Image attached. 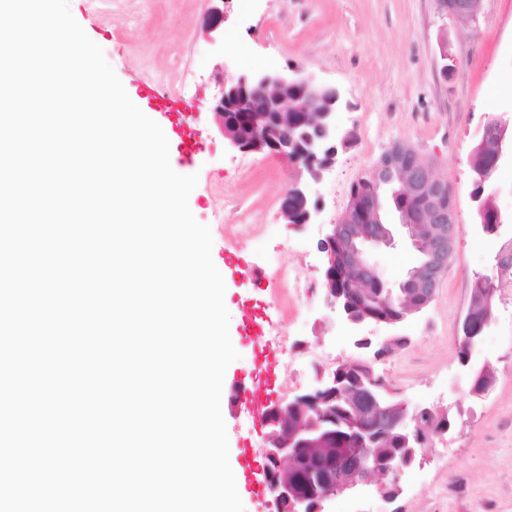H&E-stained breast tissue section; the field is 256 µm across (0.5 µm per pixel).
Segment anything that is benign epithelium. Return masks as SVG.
<instances>
[{
    "label": "benign epithelium",
    "mask_w": 512,
    "mask_h": 512,
    "mask_svg": "<svg viewBox=\"0 0 512 512\" xmlns=\"http://www.w3.org/2000/svg\"><path fill=\"white\" fill-rule=\"evenodd\" d=\"M213 23L209 44L221 58L216 64L220 75L219 93L211 112L224 137L242 152L268 151L300 165L314 179L336 161V125L334 115L339 95L335 87L301 76L293 67L279 71L256 70L234 76L225 71L224 30L231 0H210ZM444 16L471 23L476 20L479 0H437ZM297 112H315L316 119L296 123L288 118L274 119L288 111V99ZM509 121L489 120L483 130V143L494 149V161L512 152L508 136ZM370 188L353 194L337 223L330 225L326 238L319 242L324 254L322 286L328 296L344 295L336 290V272L349 271L347 293L361 304L381 289L376 266L369 250L395 244L392 225L382 220L384 200L380 189L399 181L400 192L412 205L399 209L402 234L420 253L419 263L401 284L407 312L427 308L434 300L442 273L456 249L458 227L455 221L453 192L448 181L438 176L410 147L395 143L381 156L371 176ZM316 205L297 187L291 186L281 201V211L290 224H308ZM493 291L474 292L470 307L459 324L460 341L466 342L484 331L492 319ZM381 384L371 380L358 383L349 395L355 416L344 436L323 431L318 421L288 428V411L305 403L316 404L336 393V378L319 374L314 387L292 399L273 401L266 411L267 461L264 478L274 497L276 512H327L336 496L356 489L372 491L386 504L402 493L400 478L390 465H382L367 451L368 442L379 432L399 427L419 435L424 445L435 435L436 414L422 409L412 415L403 402L388 404L379 394ZM318 462L304 468L308 458Z\"/></svg>",
    "instance_id": "1"
}]
</instances>
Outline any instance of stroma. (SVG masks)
Returning <instances> with one entry per match:
<instances>
[{
	"mask_svg": "<svg viewBox=\"0 0 512 512\" xmlns=\"http://www.w3.org/2000/svg\"><path fill=\"white\" fill-rule=\"evenodd\" d=\"M69 7L124 88L136 80L156 84L187 102L204 124L208 140L193 167L198 184L189 207L211 229L218 270L226 268L223 255H232L268 284L260 293L226 284L239 353L227 375L254 366L256 349L240 334L239 310L243 300L255 299L271 318L268 337L289 336L279 357L280 397L307 393L319 361L367 360L410 407L452 420L407 470L395 512H512V287L499 288L483 332L479 360L495 376L487 395L469 394L457 360L458 326L473 284L491 274L496 254L512 242V159L501 160L488 186L503 217L490 238L481 229L470 168L485 124L512 121V0H481L468 25L441 15L436 0H251L246 11L232 5L224 34L236 44L225 47L224 60L233 74L292 66L340 93L336 137L350 133L354 141L339 149L318 182L282 156L239 151L214 123L218 83L207 43L208 0H107L96 10L90 0H69ZM448 60L454 67L447 72ZM395 143L415 149L450 183L457 245L429 307L396 326L369 323L355 332L321 284L318 244L344 211L351 184L372 176ZM292 184L319 206L311 223L297 226L282 216L280 199ZM418 259L402 241L371 255L393 289ZM296 267L310 284L308 294L288 278ZM358 335L372 345L391 336L405 343L378 358L372 345L356 346ZM224 420L230 450L245 441L264 448L266 434L254 431L246 407L228 406Z\"/></svg>",
	"mask_w": 512,
	"mask_h": 512,
	"instance_id": "35a3bbf8",
	"label": "stroma"
}]
</instances>
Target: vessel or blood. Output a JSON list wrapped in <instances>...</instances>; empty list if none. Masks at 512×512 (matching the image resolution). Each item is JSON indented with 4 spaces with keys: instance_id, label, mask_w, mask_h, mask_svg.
Segmentation results:
<instances>
[{
    "instance_id": "b4317fda",
    "label": "vessel or blood",
    "mask_w": 512,
    "mask_h": 512,
    "mask_svg": "<svg viewBox=\"0 0 512 512\" xmlns=\"http://www.w3.org/2000/svg\"><path fill=\"white\" fill-rule=\"evenodd\" d=\"M141 99L158 115L159 124L178 164L192 165L203 144L199 117L182 107L180 99L153 84L144 86ZM265 323L266 315L259 307H243L242 332L257 345L259 354L253 369L240 378V391L255 423L258 424L262 423L266 407L278 388L275 370L277 351L265 339ZM242 465L245 491L258 496L267 495L268 489L259 478L262 463L247 451L243 454Z\"/></svg>"
}]
</instances>
